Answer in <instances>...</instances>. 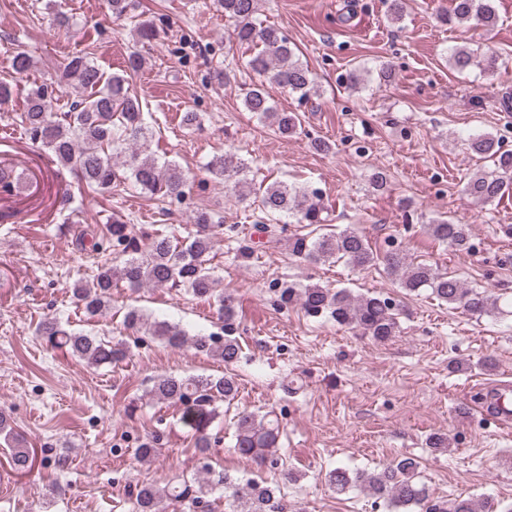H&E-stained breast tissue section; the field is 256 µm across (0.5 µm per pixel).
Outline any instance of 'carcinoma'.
Wrapping results in <instances>:
<instances>
[{"label": "carcinoma", "mask_w": 512, "mask_h": 512, "mask_svg": "<svg viewBox=\"0 0 512 512\" xmlns=\"http://www.w3.org/2000/svg\"><path fill=\"white\" fill-rule=\"evenodd\" d=\"M493 2L452 0L451 12L444 21L491 30L497 23ZM214 3L231 22L238 42L261 47L249 61L253 71L297 94L300 101L316 93L311 72L300 62L288 37L279 28L257 19L256 0H214ZM110 7L112 17L117 20L136 17V0H110ZM449 64L458 73L478 68L494 74L500 69L498 56L479 46L454 48ZM32 65V58L25 51H18L12 57L11 67L18 75L28 73ZM63 77L77 89V98L70 102L61 121L54 116L59 98L48 86L36 84L23 96L17 119L32 142L46 149L53 162L73 170L86 186L102 194L111 192L112 185L130 180L142 194L150 197L178 199L185 195L188 178L176 164L160 163L139 152L152 133L145 122L142 101L128 92L124 77H105L94 62L82 55L64 59ZM244 107L268 122L282 137H291L301 129L299 114L278 110L261 85L246 92ZM467 150L493 162V168L480 170L468 178L465 191L469 196L481 203H491L512 189V151L503 149L500 139L491 134L471 135ZM207 170L222 178L239 200L252 201L276 224H286L290 218L297 224L325 222L315 189L283 181L256 189L248 178V163L233 156L213 159ZM194 223L195 231L181 242L157 234L143 245L132 235L129 225L119 222L105 225L103 237L122 247L121 259L98 268L92 283L73 284L70 292L76 307L91 320L107 313L112 287L119 282L133 292L146 287H182L215 307L218 319L224 322V339L202 333L191 336L179 324L165 319L152 320L136 307L125 313L124 327L168 347L187 346L209 353L228 368L239 362L242 348L230 336L237 318L236 297L216 288L217 279L210 264L220 225L212 223L206 212L195 214ZM427 228L436 240L459 250L470 245L469 225L459 220L436 219ZM292 254L310 263L342 260L354 269L381 262L386 272L397 277L401 287L410 293L428 290L436 300L461 308L476 319L500 310L498 298L485 290L468 288L429 264H414L398 250H389L382 256L374 253L366 238L355 230L313 237L299 235L292 242ZM278 294L285 307L297 306L314 317L327 313L337 324L377 342L388 341L398 328L397 305L379 294L354 295L346 288H296L287 284L278 289ZM37 332L51 347L97 367L119 364L130 353L121 339L76 332L56 317L40 321ZM237 393L238 382L228 373L161 375L152 380L150 387L156 401L182 407L180 422L192 433L193 448L204 458L211 449L207 428L216 416L215 403L232 400ZM279 434L278 420L243 411L235 423L234 448L240 455L276 469ZM0 436L9 442L13 469L21 473L30 470L35 460L33 452L15 436L9 418L1 413ZM279 475L280 479L270 484H260L253 479L234 478L223 470L206 469L191 482L175 478L161 490L151 484L139 485L130 496L134 512H167L175 503L187 502L195 507L221 487L230 512H288L281 491L297 481V477L284 469ZM326 482L338 494L354 488L367 491L381 501L385 512H512L511 506L501 509L490 498L480 502L460 497L431 498L419 478L417 461L409 456H401L377 470L354 472L338 466L327 472Z\"/></svg>", "instance_id": "carcinoma-1"}]
</instances>
